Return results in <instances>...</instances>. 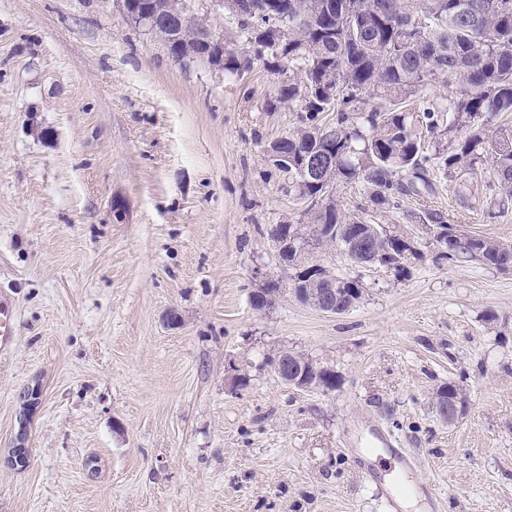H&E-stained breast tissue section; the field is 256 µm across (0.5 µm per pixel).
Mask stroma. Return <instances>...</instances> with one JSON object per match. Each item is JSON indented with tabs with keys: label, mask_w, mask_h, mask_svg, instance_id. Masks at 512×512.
<instances>
[{
	"label": "stroma",
	"mask_w": 512,
	"mask_h": 512,
	"mask_svg": "<svg viewBox=\"0 0 512 512\" xmlns=\"http://www.w3.org/2000/svg\"><path fill=\"white\" fill-rule=\"evenodd\" d=\"M278 81L178 62L112 0H0V512H386L392 448L436 495L401 512H512V271L438 259L413 218L512 243V205L439 174L378 213L338 184L345 211L414 241L410 277L323 246L314 263L360 277L356 307L254 309L282 273L267 226L307 206L265 155L295 126ZM278 349L340 386L280 383ZM448 381L469 399L452 425L431 408ZM15 301L5 292H0V354H8L15 341ZM300 359H309L310 362L304 365L303 381L310 384L314 390L332 391L336 389L338 377L336 373L324 365L300 354H295Z\"/></svg>",
	"instance_id": "1"
}]
</instances>
